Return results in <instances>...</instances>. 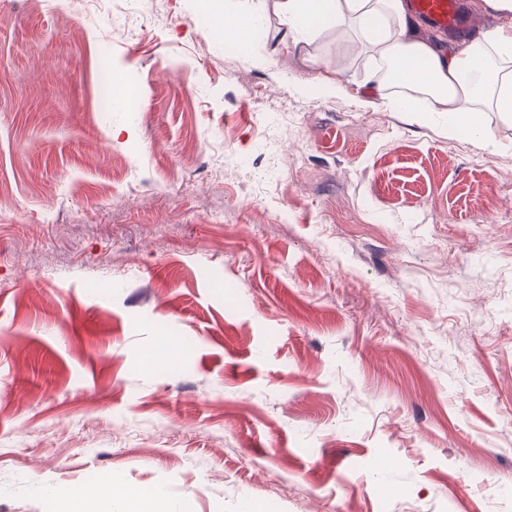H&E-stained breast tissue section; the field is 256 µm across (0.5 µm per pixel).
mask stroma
Returning a JSON list of instances; mask_svg holds the SVG:
<instances>
[{
	"label": "stroma",
	"mask_w": 512,
	"mask_h": 512,
	"mask_svg": "<svg viewBox=\"0 0 512 512\" xmlns=\"http://www.w3.org/2000/svg\"><path fill=\"white\" fill-rule=\"evenodd\" d=\"M241 3L259 63L192 0H0V512L113 476L172 512H512V119L449 136L355 31Z\"/></svg>",
	"instance_id": "35a3bbf8"
}]
</instances>
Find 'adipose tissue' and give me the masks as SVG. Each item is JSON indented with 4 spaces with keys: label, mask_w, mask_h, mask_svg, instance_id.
Segmentation results:
<instances>
[{
    "label": "adipose tissue",
    "mask_w": 512,
    "mask_h": 512,
    "mask_svg": "<svg viewBox=\"0 0 512 512\" xmlns=\"http://www.w3.org/2000/svg\"><path fill=\"white\" fill-rule=\"evenodd\" d=\"M276 6L286 41L298 43L323 29L355 26L372 57L394 66L391 74L377 73L375 82L380 90L390 83L399 86L390 100L396 110L442 113L448 118L449 135L464 131L487 147L494 146V135L482 120L478 101L489 99L491 109L512 118L511 28L444 49L418 36L403 0H276ZM196 7L214 21L219 38L251 46L260 10H238L227 0H196ZM137 500L112 478L93 490L71 491L62 512H95L101 502L130 512Z\"/></svg>",
    "instance_id": "adipose-tissue-1"
}]
</instances>
